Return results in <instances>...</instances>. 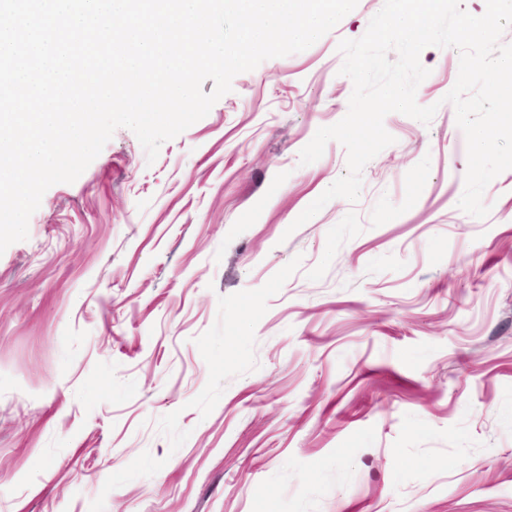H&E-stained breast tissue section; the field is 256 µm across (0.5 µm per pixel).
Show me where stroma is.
Segmentation results:
<instances>
[{"instance_id": "35a3bbf8", "label": "stroma", "mask_w": 512, "mask_h": 512, "mask_svg": "<svg viewBox=\"0 0 512 512\" xmlns=\"http://www.w3.org/2000/svg\"><path fill=\"white\" fill-rule=\"evenodd\" d=\"M383 4L45 192L0 254V512H512V169L459 209L457 49L358 202L294 224L347 170L299 153Z\"/></svg>"}]
</instances>
